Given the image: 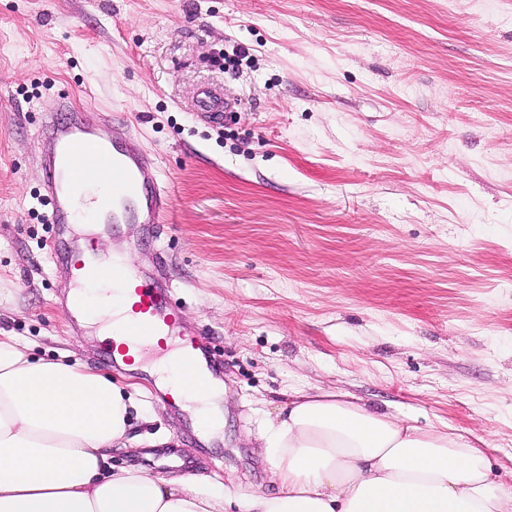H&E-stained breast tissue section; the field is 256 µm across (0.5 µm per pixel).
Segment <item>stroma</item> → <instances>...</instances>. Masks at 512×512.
Wrapping results in <instances>:
<instances>
[{"label":"stroma","instance_id":"1","mask_svg":"<svg viewBox=\"0 0 512 512\" xmlns=\"http://www.w3.org/2000/svg\"><path fill=\"white\" fill-rule=\"evenodd\" d=\"M1 89L0 333L138 386L114 467L273 491L260 429L322 388L484 438L512 487V0H0ZM89 89L171 197L157 242L125 225L95 249L147 274L163 251L224 362L217 435L155 394L159 353L111 368L59 303L36 132ZM229 103L217 89L203 90L198 98V115L215 124L224 122V109Z\"/></svg>","mask_w":512,"mask_h":512}]
</instances>
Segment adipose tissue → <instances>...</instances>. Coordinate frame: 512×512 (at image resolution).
<instances>
[{
  "mask_svg": "<svg viewBox=\"0 0 512 512\" xmlns=\"http://www.w3.org/2000/svg\"><path fill=\"white\" fill-rule=\"evenodd\" d=\"M129 394L0 336V512H512L471 436L348 394L294 392L259 433L276 489L235 500L195 480L111 469Z\"/></svg>",
  "mask_w": 512,
  "mask_h": 512,
  "instance_id": "ef3b65f1",
  "label": "adipose tissue"
}]
</instances>
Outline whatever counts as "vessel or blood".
I'll list each match as a JSON object with an SVG mask.
<instances>
[{
    "instance_id": "obj_1",
    "label": "vessel or blood",
    "mask_w": 512,
    "mask_h": 512,
    "mask_svg": "<svg viewBox=\"0 0 512 512\" xmlns=\"http://www.w3.org/2000/svg\"><path fill=\"white\" fill-rule=\"evenodd\" d=\"M197 107L201 118L219 124L228 103L219 90L208 89L200 93ZM37 139L49 203L47 221L54 226L53 264L73 287L90 290L98 272L83 257L92 251L93 242L77 236L76 225L92 224L101 233L123 224H141L151 237L170 208V197L159 183L155 161L121 116L103 118L61 95L46 107ZM100 183L104 191L91 198L76 192L79 186ZM108 277L113 287L130 292L134 299L129 313L133 338L105 348L109 363L129 362L134 347L164 352L173 344L182 365H196L215 376L222 373L203 332L181 331L180 306L170 280L146 276L121 262L113 263Z\"/></svg>"
}]
</instances>
